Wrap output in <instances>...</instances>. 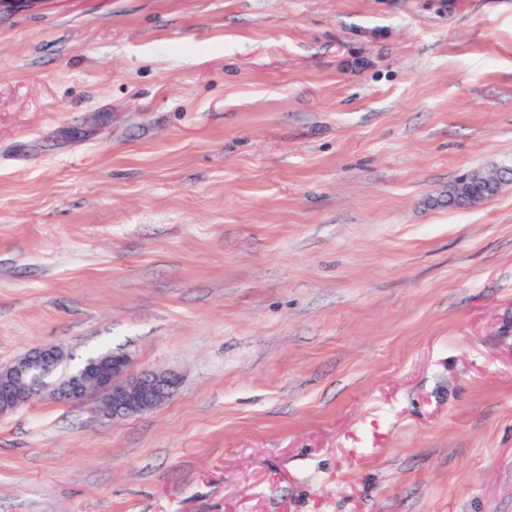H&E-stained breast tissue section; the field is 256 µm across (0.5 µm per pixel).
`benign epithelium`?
<instances>
[{"instance_id":"obj_1","label":"benign epithelium","mask_w":512,"mask_h":512,"mask_svg":"<svg viewBox=\"0 0 512 512\" xmlns=\"http://www.w3.org/2000/svg\"><path fill=\"white\" fill-rule=\"evenodd\" d=\"M511 180L508 170L467 172L448 187V205L477 206ZM178 384L177 375L169 371L133 372L126 353L112 364L96 361L71 371L65 369L61 347H34L0 366V415L49 392L68 402L94 399L103 415L125 418L156 408L173 395Z\"/></svg>"}]
</instances>
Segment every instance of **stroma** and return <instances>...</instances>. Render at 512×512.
I'll return each instance as SVG.
<instances>
[{
  "mask_svg": "<svg viewBox=\"0 0 512 512\" xmlns=\"http://www.w3.org/2000/svg\"><path fill=\"white\" fill-rule=\"evenodd\" d=\"M512 0L0 14V365L176 393L0 416V512H512ZM511 180L512 173L509 170L493 173L477 170L467 172L448 187V206L462 208L482 204L497 195L501 186ZM482 189H488L490 192H484ZM131 364L125 353L116 362L112 355V366L96 361L71 371L65 367L61 347L31 348L0 366V415L49 392L68 402L97 400L104 416L125 418L156 408L177 389L179 379L174 373H134Z\"/></svg>",
  "mask_w": 512,
  "mask_h": 512,
  "instance_id": "35a3bbf8",
  "label": "stroma"
}]
</instances>
